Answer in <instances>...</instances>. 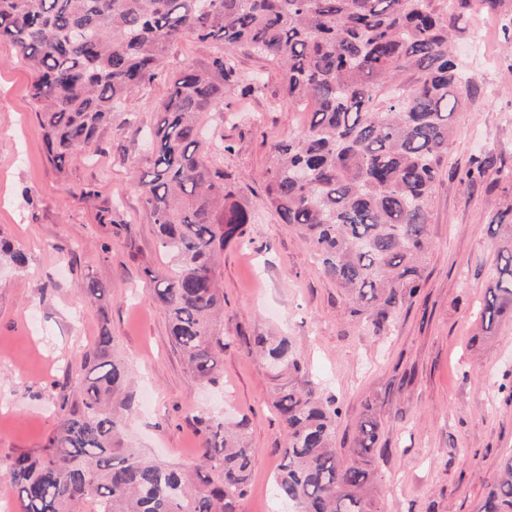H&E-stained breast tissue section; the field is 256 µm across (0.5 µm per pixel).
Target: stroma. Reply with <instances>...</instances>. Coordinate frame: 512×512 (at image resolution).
Instances as JSON below:
<instances>
[{"mask_svg":"<svg viewBox=\"0 0 512 512\" xmlns=\"http://www.w3.org/2000/svg\"><path fill=\"white\" fill-rule=\"evenodd\" d=\"M448 24L473 77L457 108L448 165L429 201L433 247L418 294L398 309L390 331L353 320L348 301L318 270L303 238L261 201L273 142L307 121L284 101L279 72L247 50L235 53L252 97L227 95L203 115L210 139L227 146L218 163L255 222L224 250V337L216 380L186 368L152 300L155 274L169 259L133 182L144 169V132L155 123L169 74L205 62L214 46L185 37L167 71L133 95L98 142L64 169L47 158L16 48L0 42V237L27 257L0 262V456L41 448L55 429L66 374L101 327L129 368L124 442L159 461L196 463L207 411L246 423L254 450L250 489L237 512H294L274 476L286 430L273 406L277 384L255 354L256 336H285L336 399V447L348 453L358 424H380L372 494L379 512H476L486 483L512 453V311L479 330V310L496 280V257L512 226L493 216L512 206V0H449ZM491 172L465 180L471 160ZM96 191L95 199L82 189ZM108 285L100 301L86 279Z\"/></svg>","mask_w":512,"mask_h":512,"instance_id":"1","label":"stroma"}]
</instances>
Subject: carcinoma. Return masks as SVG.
<instances>
[{
  "label": "carcinoma",
  "instance_id": "cac0c4a2",
  "mask_svg": "<svg viewBox=\"0 0 512 512\" xmlns=\"http://www.w3.org/2000/svg\"><path fill=\"white\" fill-rule=\"evenodd\" d=\"M448 0H0V41L29 68L30 98L56 167L164 68L185 36L222 49L183 63L150 128L148 170L134 175L148 223L175 270L155 278L174 348L210 381L224 356L220 258L252 212L204 153L203 112L250 95L232 59L246 48L280 69L288 104L309 110L296 136L272 146L263 203L295 228L350 316L377 334L417 295L432 247L429 199L448 163L458 91L469 83L452 50ZM481 326L512 310V248L499 250ZM102 328L62 388L55 431L34 451L0 457L19 512H236L254 449L224 419L202 413L200 463L183 468L124 446L114 399L128 367ZM280 378L274 406L287 431L275 480L298 512H375L370 496L376 421L354 448H335V401L308 379L290 340L254 338ZM480 512H512V454L486 485Z\"/></svg>",
  "mask_w": 512,
  "mask_h": 512
}]
</instances>
